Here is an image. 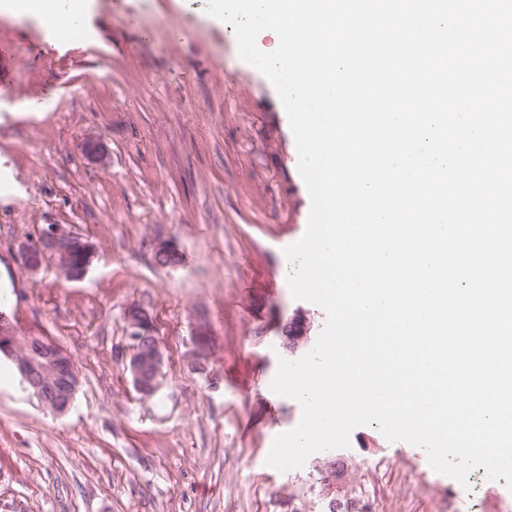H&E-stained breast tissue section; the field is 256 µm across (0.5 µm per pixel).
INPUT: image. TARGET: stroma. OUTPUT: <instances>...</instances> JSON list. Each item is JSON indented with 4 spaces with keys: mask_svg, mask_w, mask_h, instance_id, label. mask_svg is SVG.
I'll use <instances>...</instances> for the list:
<instances>
[{
    "mask_svg": "<svg viewBox=\"0 0 512 512\" xmlns=\"http://www.w3.org/2000/svg\"><path fill=\"white\" fill-rule=\"evenodd\" d=\"M191 7L87 0L69 37L0 13V296L81 374L58 417L0 356V512H321L326 452L284 472L266 463L302 417L271 388L283 327L303 312L315 339L326 323L284 272L310 195L269 83ZM94 140L105 161L87 159ZM46 224L95 245L83 280L20 268L18 243ZM161 240L178 266L157 263ZM131 304L155 317L164 353L149 398L118 357ZM341 454L371 512H512L504 480L480 467L460 484L377 425L353 429Z\"/></svg>",
    "mask_w": 512,
    "mask_h": 512,
    "instance_id": "1",
    "label": "stroma"
}]
</instances>
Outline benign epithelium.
Segmentation results:
<instances>
[{"mask_svg":"<svg viewBox=\"0 0 512 512\" xmlns=\"http://www.w3.org/2000/svg\"><path fill=\"white\" fill-rule=\"evenodd\" d=\"M75 249L83 255V273L73 274L72 280L81 281L92 264L96 248L63 224H48L39 229L33 238L18 245L17 257L21 268L30 275L37 274L48 257L65 272ZM124 319L127 345L121 358L134 389L150 397L159 390L163 379L164 354L157 341V323L149 312L136 305L126 308ZM291 322L294 332L286 350L293 355L308 343L309 324L301 312L295 313ZM1 354L13 362L22 382L36 397L54 396L46 408L57 416L68 412L80 387V374L63 346L44 336L21 333L16 317L0 311ZM317 471L321 475L318 496L331 512H371L368 503L344 491L346 472L332 468L327 462L317 466Z\"/></svg>","mask_w":512,"mask_h":512,"instance_id":"7a95c632","label":"benign epithelium"}]
</instances>
